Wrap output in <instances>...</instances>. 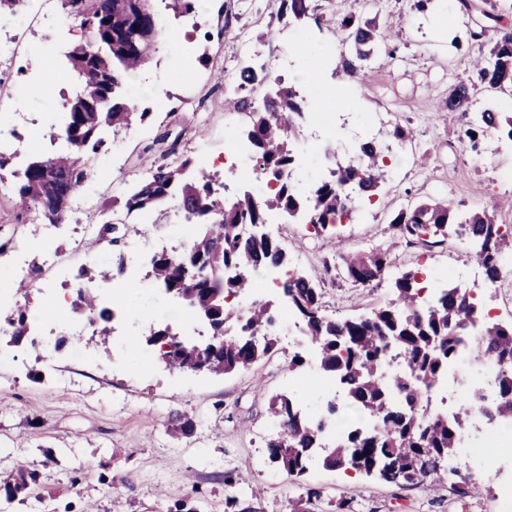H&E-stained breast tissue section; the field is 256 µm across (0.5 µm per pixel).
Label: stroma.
Returning <instances> with one entry per match:
<instances>
[{
  "instance_id": "1",
  "label": "stroma",
  "mask_w": 512,
  "mask_h": 512,
  "mask_svg": "<svg viewBox=\"0 0 512 512\" xmlns=\"http://www.w3.org/2000/svg\"><path fill=\"white\" fill-rule=\"evenodd\" d=\"M271 0H215L199 11L195 26L173 18L157 0L163 27L152 64L129 83L127 96L147 121L113 134L105 152L89 163L91 173L72 195L61 223L51 224L33 212L18 213L9 190L0 191V239L28 243V264L39 268L43 284L32 290V308L58 304L56 318L30 324L19 344L0 343V470L16 461L29 464L38 482L26 495L7 499L0 492V512H174L188 502L196 512H224L226 498L238 500L240 512H293L304 489L319 493L309 512H336L348 500L352 512H502L512 492V440L478 437L487 448L483 468L474 470L486 493H463L452 481L432 486L400 487L352 470L311 467L302 477L286 475L269 460L266 442L276 426L269 416L272 396H289L310 418L326 411L337 395L334 380L320 371L288 369L298 345L288 333L285 311H278L277 350L248 369L229 375L183 373L166 367L154 348L142 340L150 326L164 322L191 339L196 319L182 321L184 303L168 297L145 279L143 260L160 245L178 246L185 235L176 210L139 225L122 243L137 262L113 280H99L94 292L100 305L112 308V336L107 345L92 342L85 319L73 310L76 276L109 258L101 244L87 249L111 212L106 201L123 196L148 170L139 159L143 146L164 128L171 129L178 155L195 167H212L246 121L224 109L241 62L254 38L264 60L284 69L291 84L303 82L313 58L326 56L316 79L308 81V110L323 124L320 140L298 144L294 177L307 183L323 170L321 144L334 140L350 155L364 138L387 133L380 122L394 112L410 128L411 140L392 143L387 177L372 200L359 204L354 218L336 233L343 252L389 249L392 272L429 268L431 282L455 280L470 266L468 247L451 239L425 248L391 244L387 224L407 201L438 197L451 209H493L504 235V253L512 257V144L489 143L488 161L468 162L463 132L469 118L448 111L449 86L471 75L478 44L469 37L474 14L449 10L448 0H431L417 12L413 0H312L322 25L285 23L272 17ZM378 17L394 24L387 50L378 51L362 77L348 76L340 66L343 50L336 21L346 13ZM17 18L0 15V41L10 42L15 63H0V122H14L24 153L15 168L46 152L34 128L49 131L71 93L74 75L67 55L82 40L79 20L55 27L44 20L29 24L15 38ZM347 95L338 111L327 110L335 94ZM24 103L30 122L15 120L12 107ZM271 233L284 242L292 267L322 271L330 250L308 224H273ZM327 315L370 313L392 296L387 284L354 287L323 279ZM81 327L62 349L45 350L47 337L63 335L57 319ZM134 353H126L130 338ZM180 412L192 418L189 436L172 437L168 417ZM238 474L237 484L224 483L225 472Z\"/></svg>"
}]
</instances>
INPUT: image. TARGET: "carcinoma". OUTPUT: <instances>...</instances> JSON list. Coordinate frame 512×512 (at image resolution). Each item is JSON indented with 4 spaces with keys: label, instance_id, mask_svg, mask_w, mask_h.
<instances>
[{
    "label": "carcinoma",
    "instance_id": "carcinoma-1",
    "mask_svg": "<svg viewBox=\"0 0 512 512\" xmlns=\"http://www.w3.org/2000/svg\"><path fill=\"white\" fill-rule=\"evenodd\" d=\"M499 0H459L460 8L476 12L493 22L471 32L479 42L480 56L474 78L457 80L448 91V111L466 113L475 94L484 88L512 95V3ZM67 14L80 19L85 41L75 45L69 60L77 78L74 92L63 98L61 121L50 138L63 139L68 148L43 154L19 175L12 194L21 212L35 210L53 224L60 217L59 204L71 197L88 178L86 159L97 155L110 133L142 123L147 112L130 106L121 88L123 79L150 63L155 34L152 21L138 0H63ZM278 19L321 23L310 0H274ZM348 50L341 55L345 73L362 72L375 51L390 37L387 27L375 18L348 14L339 22ZM269 80L265 65H247L239 70L238 90ZM304 96L296 85L277 86L264 108L255 110L237 94L225 100V108L247 112L245 131L257 162L268 182L277 189L264 195L249 191L228 201L224 182L215 174L196 180L186 178L190 160L177 157L151 165L148 175L123 200L112 205L127 214H150L175 200L192 223L190 241L177 254H157L145 277L165 293L185 303L206 325L204 344L186 343L157 323L145 341L160 346V357L169 366L191 372L227 375L248 368L271 353L277 345L271 304L254 302L245 312L234 313L226 299L254 287L265 268L289 263L282 243L253 228L273 217L301 220L319 234L336 240V222L350 216L358 199L372 198L384 181V151L389 146L376 137L357 144L353 157H333L332 169L304 191L296 190L290 175L297 156L294 144L302 126ZM512 143V113H480L469 124L465 138L472 147L492 135ZM391 237L409 244L433 247L450 237L466 242L472 261L483 268L487 280L501 277L500 225L486 209L455 214L448 203L421 200L399 209L387 225ZM391 266L389 250L340 255L324 262L325 273H334L356 287L381 283ZM128 255L112 250L109 264L98 273L84 268L78 279L88 284L96 278L122 276ZM322 278L293 274L280 284L288 306L306 326L305 335L317 347L319 369L332 376L358 417L377 423L371 428L353 423L343 430L339 442L321 443L324 422L310 421L290 398H271L269 410L279 430L267 442L270 460L289 476L299 478L307 465L323 452V465L375 475L407 486L429 481L434 484L456 475L448 460L463 444L469 416L430 413L426 392L448 376L457 346L469 338L470 360L490 361L498 366L496 398L486 414L491 419L512 422V323L493 320L476 295L466 288H443L427 304L421 300L417 273L407 271L394 281L393 298L367 316L336 319L322 312ZM30 287L18 284L24 302L11 306L0 318V332L17 344L27 330ZM74 310L89 317L94 332L108 338L113 310L98 304L91 290L79 295ZM168 430L188 436L192 420L174 414ZM38 475L20 465L0 478V488L12 500L36 483Z\"/></svg>",
    "mask_w": 512,
    "mask_h": 512
}]
</instances>
